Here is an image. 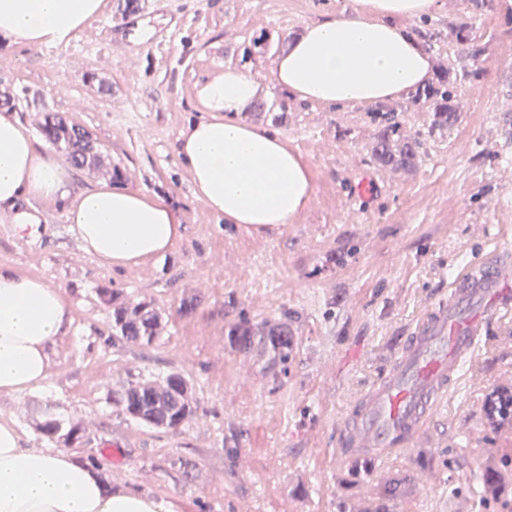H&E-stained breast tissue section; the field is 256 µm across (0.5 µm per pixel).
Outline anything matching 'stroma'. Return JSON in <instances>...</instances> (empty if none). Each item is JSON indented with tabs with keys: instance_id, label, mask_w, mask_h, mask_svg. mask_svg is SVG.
I'll return each mask as SVG.
<instances>
[{
	"instance_id": "1",
	"label": "stroma",
	"mask_w": 512,
	"mask_h": 512,
	"mask_svg": "<svg viewBox=\"0 0 512 512\" xmlns=\"http://www.w3.org/2000/svg\"><path fill=\"white\" fill-rule=\"evenodd\" d=\"M353 0H138L105 12L68 46L0 40V93L38 151L44 113L88 130L106 156L90 173L67 166V201L29 198L39 223L0 222V267L39 276L73 309L49 378L0 392V420L23 445L43 449L38 425L55 416L86 427L72 451L113 489L172 504L174 512H479L463 487L477 469L512 492V421L491 417L489 398L512 378V313L489 325L472 369L442 401L411 450L353 465L336 446L350 407L387 368L400 336L426 303L446 296L481 253L512 246V0H438L409 22L423 32L433 74L425 87L383 106L333 108L272 88L265 111L244 121L276 131L311 165L315 193L292 223L261 233L225 223L193 189L175 147L203 112L198 85L232 65L271 77L304 26ZM480 48L460 54L457 30ZM455 77L451 124L433 127L441 71ZM395 143L422 146L409 168L373 151L386 110ZM99 183L163 198L183 214L181 239L133 270L85 252L66 219L68 202ZM153 302L158 339L113 338L104 293ZM288 320L286 365L243 354L230 329ZM176 372L194 418L175 428L128 419L112 390L130 377ZM236 456H227V449ZM390 494H383L382 486Z\"/></svg>"
}]
</instances>
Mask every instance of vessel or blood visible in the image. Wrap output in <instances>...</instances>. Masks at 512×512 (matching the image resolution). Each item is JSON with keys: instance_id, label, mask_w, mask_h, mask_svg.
I'll use <instances>...</instances> for the list:
<instances>
[{"instance_id": "b4317fda", "label": "vessel or blood", "mask_w": 512, "mask_h": 512, "mask_svg": "<svg viewBox=\"0 0 512 512\" xmlns=\"http://www.w3.org/2000/svg\"><path fill=\"white\" fill-rule=\"evenodd\" d=\"M512 309V251L474 259L447 297L427 304L399 339L389 368L350 409L338 446L356 462L413 447L439 401L476 354L486 324Z\"/></svg>"}]
</instances>
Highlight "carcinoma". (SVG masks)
<instances>
[{
    "label": "carcinoma",
    "instance_id": "1",
    "mask_svg": "<svg viewBox=\"0 0 512 512\" xmlns=\"http://www.w3.org/2000/svg\"><path fill=\"white\" fill-rule=\"evenodd\" d=\"M398 128V122L389 121L387 129L378 136L380 149L376 158L384 164L407 166L412 164L420 148L413 141L399 154L389 152L387 141L389 131ZM41 133L46 140L60 148L66 162L89 171H95L101 164V152L91 134L83 127L65 117L51 113L44 119ZM112 337L140 346H149L157 339L156 328L159 315L152 304L145 301L127 300L118 302L111 297ZM234 343L240 350L254 349L268 355L269 364L276 366L288 359V323L280 322L258 335L249 328H239L232 332ZM162 388L154 389V384L139 379H130L119 388L112 390V403L128 418L148 423L157 428H171L192 420L195 410L188 396V384L179 373H170L163 379ZM79 430L73 423H63L57 418H47L39 426V431L58 443L72 445V437ZM476 493L488 501L502 494L496 479L485 472L477 476Z\"/></svg>",
    "mask_w": 512,
    "mask_h": 512
}]
</instances>
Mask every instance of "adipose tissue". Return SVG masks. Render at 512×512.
Returning <instances> with one entry per match:
<instances>
[{
    "mask_svg": "<svg viewBox=\"0 0 512 512\" xmlns=\"http://www.w3.org/2000/svg\"><path fill=\"white\" fill-rule=\"evenodd\" d=\"M104 0H0V37L61 47L96 17ZM437 0H354L351 11L306 25L277 59L272 81L225 66L196 93L207 118L188 126L177 155L195 192L225 222L260 232L291 223L309 204L308 162L277 133L240 114L271 87L328 107L377 105L423 86L430 55L405 21L431 13ZM67 194L61 161L39 153L27 130L0 115V213L18 228L37 223L17 210L25 197ZM84 250L113 268L131 269L166 253L182 215L163 200L101 184L66 212ZM70 305L44 278L0 269V392L24 394L48 377L49 350L73 326ZM0 512H171L131 491L110 492L96 468L62 449L23 447L16 424L0 421Z\"/></svg>",
    "mask_w": 512,
    "mask_h": 512,
    "instance_id": "obj_1",
    "label": "adipose tissue"
}]
</instances>
